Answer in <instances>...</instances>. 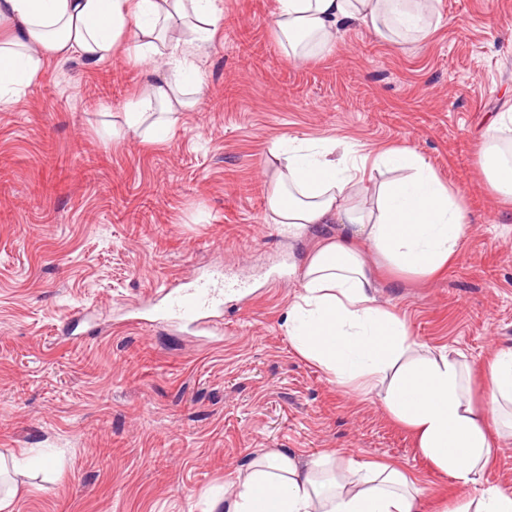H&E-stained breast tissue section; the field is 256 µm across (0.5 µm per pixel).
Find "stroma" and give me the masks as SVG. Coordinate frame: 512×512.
<instances>
[{
    "instance_id": "obj_1",
    "label": "stroma",
    "mask_w": 512,
    "mask_h": 512,
    "mask_svg": "<svg viewBox=\"0 0 512 512\" xmlns=\"http://www.w3.org/2000/svg\"><path fill=\"white\" fill-rule=\"evenodd\" d=\"M435 5L425 41L354 25L295 62L273 32L276 0H220L202 90L162 143L111 136L156 71L121 49L47 60L0 109V456L50 461L13 474L11 512H206L267 448L391 462L420 478L421 512L455 498L378 400L295 349L300 269L336 227L292 240L266 208L275 139L409 146L458 191L469 226L434 276L375 267L378 304L419 344L476 365L512 347V199L477 151L512 107V0ZM200 275L247 284L224 301L223 336L135 324L162 282Z\"/></svg>"
}]
</instances>
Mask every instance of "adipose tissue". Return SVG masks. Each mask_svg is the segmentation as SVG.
Listing matches in <instances>:
<instances>
[{
    "label": "adipose tissue",
    "mask_w": 512,
    "mask_h": 512,
    "mask_svg": "<svg viewBox=\"0 0 512 512\" xmlns=\"http://www.w3.org/2000/svg\"><path fill=\"white\" fill-rule=\"evenodd\" d=\"M220 10L217 0H0V106L15 101L43 57L107 60L127 34L140 62L166 57V73L148 80L124 105L113 138L167 139L190 111L201 84L196 58ZM435 20L434 0H277V41L294 61L330 50L350 25L380 39L422 41ZM512 113H498L478 147L492 185L512 195V160L498 135ZM267 212L295 236L317 224L335 236L310 254L303 291L288 310L298 353L337 386L377 396L415 434L420 453L460 494L449 512H512V488L482 487L501 441L512 437V349L480 368L455 349L431 351L411 340L406 322L380 306L370 258L398 272L428 277L460 252L467 217L454 192L412 148L377 153L393 179L366 186L365 155L355 145L273 141ZM424 489L397 467L352 457L305 462L283 450L256 454L230 494L208 512H420Z\"/></svg>",
    "instance_id": "obj_1"
}]
</instances>
